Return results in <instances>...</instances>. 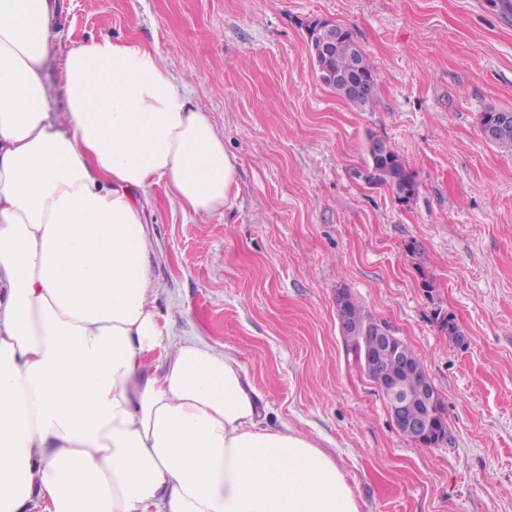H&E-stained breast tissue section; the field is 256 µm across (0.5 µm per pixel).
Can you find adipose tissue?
Segmentation results:
<instances>
[{
	"label": "adipose tissue",
	"instance_id": "adipose-tissue-1",
	"mask_svg": "<svg viewBox=\"0 0 512 512\" xmlns=\"http://www.w3.org/2000/svg\"><path fill=\"white\" fill-rule=\"evenodd\" d=\"M52 13L0 0V512H361L232 354L186 341L148 371L170 333L133 193L220 213L236 160L138 42L81 43L49 84Z\"/></svg>",
	"mask_w": 512,
	"mask_h": 512
}]
</instances>
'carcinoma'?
I'll list each match as a JSON object with an SVG mask.
<instances>
[{
	"label": "carcinoma",
	"mask_w": 512,
	"mask_h": 512,
	"mask_svg": "<svg viewBox=\"0 0 512 512\" xmlns=\"http://www.w3.org/2000/svg\"><path fill=\"white\" fill-rule=\"evenodd\" d=\"M339 42L336 51L329 58L316 59L321 81L334 89L355 108L366 111L373 108L377 97V78L375 68L367 54L359 49L353 33L345 27H338ZM364 81L363 90L351 92L347 79ZM489 143L512 153V119L500 122L494 130ZM369 161L363 178L372 187H385L398 197L413 196L416 182L413 173L407 168L399 153L386 141L371 137L367 142ZM345 318L348 326L356 328L357 336L352 343L357 354H362L366 339L364 335L389 324L368 311L352 296L345 293ZM435 319L439 330L448 335V339L458 342L463 339V332L450 314L436 312ZM407 355L412 358L408 365L392 364V372L406 394L417 391L420 380L426 375L420 358L410 346H405Z\"/></svg>",
	"instance_id": "obj_1"
}]
</instances>
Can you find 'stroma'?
Wrapping results in <instances>:
<instances>
[{"label":"stroma","instance_id":"35a3bbf8","mask_svg":"<svg viewBox=\"0 0 512 512\" xmlns=\"http://www.w3.org/2000/svg\"><path fill=\"white\" fill-rule=\"evenodd\" d=\"M316 20L371 58L373 109L320 80ZM52 25L50 84L70 48L136 40L237 160L224 212L183 213L161 184L138 196L172 341L234 353L269 423L333 454L363 512H512V153L480 126L512 109V0H55ZM372 136L413 172L411 201L358 178ZM340 288L418 355L446 441L395 426L342 331Z\"/></svg>","mask_w":512,"mask_h":512}]
</instances>
